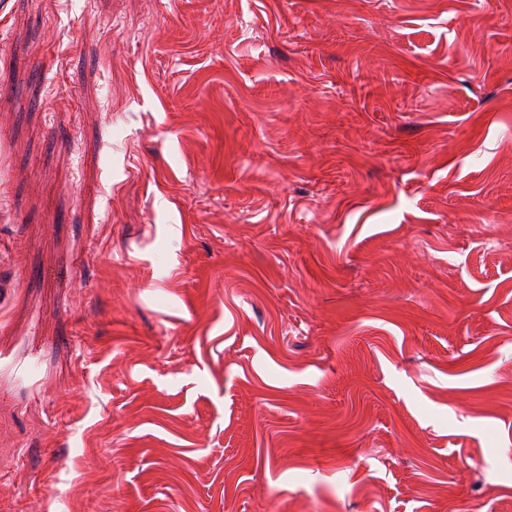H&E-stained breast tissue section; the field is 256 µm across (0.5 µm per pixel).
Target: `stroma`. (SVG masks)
Segmentation results:
<instances>
[{"mask_svg":"<svg viewBox=\"0 0 512 512\" xmlns=\"http://www.w3.org/2000/svg\"><path fill=\"white\" fill-rule=\"evenodd\" d=\"M0 512H512V0H0Z\"/></svg>","mask_w":512,"mask_h":512,"instance_id":"stroma-1","label":"stroma"}]
</instances>
